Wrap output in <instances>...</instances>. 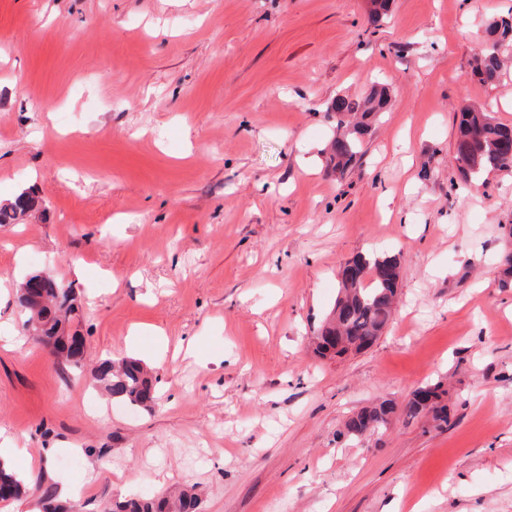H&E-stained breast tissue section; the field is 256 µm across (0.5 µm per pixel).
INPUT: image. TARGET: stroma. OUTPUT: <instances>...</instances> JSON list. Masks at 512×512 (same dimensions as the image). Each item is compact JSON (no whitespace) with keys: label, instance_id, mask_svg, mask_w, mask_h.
I'll return each mask as SVG.
<instances>
[{"label":"stroma","instance_id":"stroma-1","mask_svg":"<svg viewBox=\"0 0 512 512\" xmlns=\"http://www.w3.org/2000/svg\"><path fill=\"white\" fill-rule=\"evenodd\" d=\"M512 0H0V435L81 512L195 488L201 512H512V174L477 186L455 112L512 124V55L471 74ZM387 88L358 163L325 167L336 96ZM402 264L369 349L319 359L344 263ZM74 289L86 363L141 360L109 398L29 336L32 272ZM442 382L449 427L345 419ZM79 470L65 467L69 457ZM34 208V197L29 192L22 191L12 200L0 204V224H18ZM91 376L94 383L113 399L133 406H147L155 399L156 379L136 359L103 358L93 369ZM397 410L398 406L391 399L363 407L345 421L343 434L350 438H359L384 431L392 423Z\"/></svg>","mask_w":512,"mask_h":512}]
</instances>
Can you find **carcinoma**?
<instances>
[{
    "label": "carcinoma",
    "instance_id": "cac0c4a2",
    "mask_svg": "<svg viewBox=\"0 0 512 512\" xmlns=\"http://www.w3.org/2000/svg\"><path fill=\"white\" fill-rule=\"evenodd\" d=\"M481 56L474 67L483 82L495 80L501 70L502 55L512 49V18L490 22ZM387 105L383 89H374L363 98L338 96L327 118L336 132L324 152L328 169L342 176L361 157L365 137L370 134ZM512 127L497 122L481 107H464L457 116L455 160L467 180L486 170L512 172ZM35 208V199L27 191L0 204V224H17ZM363 270L358 279L343 278L329 317L316 334L317 352L325 358L335 348V338L360 352L372 346L383 335L393 317V306L399 289L402 268L394 255L359 254L351 259ZM17 301L28 316L27 327L36 339L52 348L58 361L74 370L82 367L84 354L72 350L61 340L65 324L80 317L81 306L69 288H30L22 284ZM94 383L109 396L133 406H145L155 399L156 379L138 360L110 357L99 361L91 373ZM405 421L424 418L436 427L448 426L450 414L446 390L441 382L416 389L410 398L397 406L391 399L366 406L353 413L344 423V435L359 438L388 428L396 413ZM39 512H74L76 505L57 497L56 488L38 482ZM26 493L24 479L0 465V501L19 500ZM198 494L182 489L166 492L160 497L130 499L112 505V512H199Z\"/></svg>",
    "mask_w": 512,
    "mask_h": 512
}]
</instances>
